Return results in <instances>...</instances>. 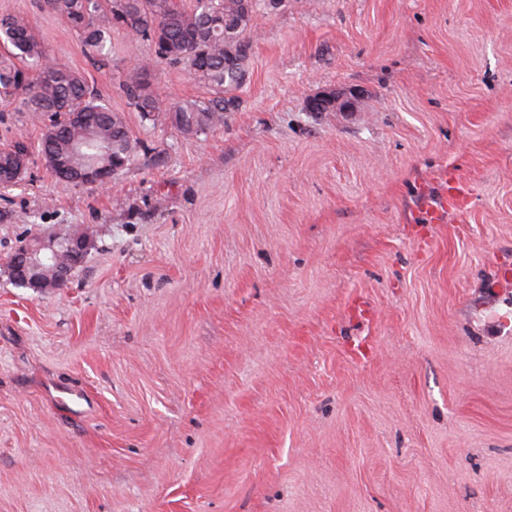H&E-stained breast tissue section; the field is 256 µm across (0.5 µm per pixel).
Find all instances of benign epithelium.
Wrapping results in <instances>:
<instances>
[{"mask_svg":"<svg viewBox=\"0 0 512 512\" xmlns=\"http://www.w3.org/2000/svg\"><path fill=\"white\" fill-rule=\"evenodd\" d=\"M336 106L346 112L351 101L336 95L332 99L319 98L312 102L315 112ZM68 181L79 186L105 187L112 182L111 174L86 163L75 156L62 165ZM90 239L84 234L57 239H39L30 244L11 268L12 279L22 285L41 290L58 289L66 285L72 269L82 262L88 250Z\"/></svg>","mask_w":512,"mask_h":512,"instance_id":"7a95c632","label":"benign epithelium"}]
</instances>
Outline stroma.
Returning <instances> with one entry per match:
<instances>
[{
    "label": "stroma",
    "mask_w": 512,
    "mask_h": 512,
    "mask_svg": "<svg viewBox=\"0 0 512 512\" xmlns=\"http://www.w3.org/2000/svg\"><path fill=\"white\" fill-rule=\"evenodd\" d=\"M253 5L196 137L182 66L116 29L96 67L0 0L137 143L109 188L65 183L0 103L29 148L0 188V512H512V0ZM143 58L149 120L118 87ZM452 176L470 207L430 222ZM82 231L66 287L15 285V248Z\"/></svg>",
    "instance_id": "1"
}]
</instances>
